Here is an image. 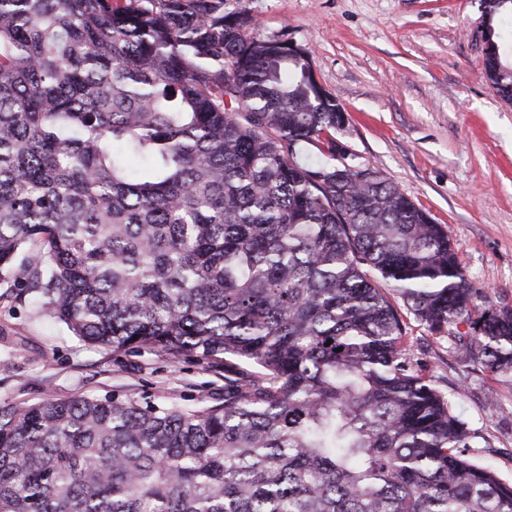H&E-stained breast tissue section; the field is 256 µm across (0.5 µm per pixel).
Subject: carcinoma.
Returning <instances> with one entry per match:
<instances>
[{
  "mask_svg": "<svg viewBox=\"0 0 512 512\" xmlns=\"http://www.w3.org/2000/svg\"><path fill=\"white\" fill-rule=\"evenodd\" d=\"M227 4L0 0V280L91 344L224 362L214 406L1 403L0 512H512L368 271L494 376L512 307L334 163L309 52ZM482 6L512 102V0Z\"/></svg>",
  "mask_w": 512,
  "mask_h": 512,
  "instance_id": "1",
  "label": "carcinoma"
}]
</instances>
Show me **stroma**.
<instances>
[{
  "mask_svg": "<svg viewBox=\"0 0 512 512\" xmlns=\"http://www.w3.org/2000/svg\"><path fill=\"white\" fill-rule=\"evenodd\" d=\"M260 37L310 53L344 107V163L425 208L457 244L468 279L512 305V103L484 74L481 0H243ZM412 357L488 445L476 462L512 482V377L461 361L409 320ZM112 396L160 407L224 400V365L83 342L36 295L0 284V403Z\"/></svg>",
  "mask_w": 512,
  "mask_h": 512,
  "instance_id": "obj_1",
  "label": "stroma"
}]
</instances>
